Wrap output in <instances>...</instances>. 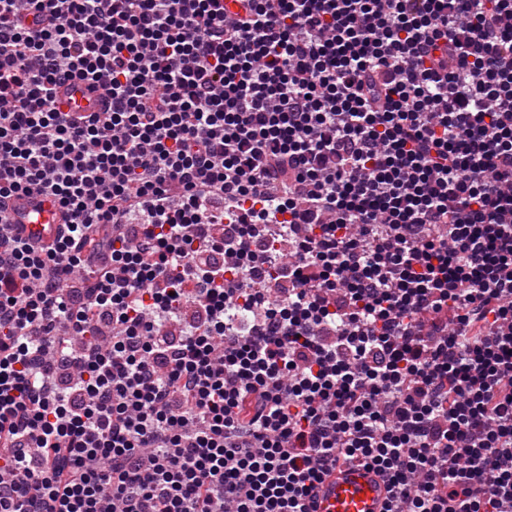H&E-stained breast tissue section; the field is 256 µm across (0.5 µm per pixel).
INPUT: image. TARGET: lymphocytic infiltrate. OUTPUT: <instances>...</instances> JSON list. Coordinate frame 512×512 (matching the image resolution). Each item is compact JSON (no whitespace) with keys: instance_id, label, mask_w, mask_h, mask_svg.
I'll return each instance as SVG.
<instances>
[{"instance_id":"1","label":"lymphocytic infiltrate","mask_w":512,"mask_h":512,"mask_svg":"<svg viewBox=\"0 0 512 512\" xmlns=\"http://www.w3.org/2000/svg\"><path fill=\"white\" fill-rule=\"evenodd\" d=\"M224 2L0 0V512H512V0ZM88 83L69 80L58 92L57 104L62 112H105L108 101L102 91H90ZM8 209L13 224H21L22 234L35 240L48 241L63 224V212L50 198L37 194L11 198ZM390 493L382 477L368 466H342L317 490L315 512H384Z\"/></svg>"}]
</instances>
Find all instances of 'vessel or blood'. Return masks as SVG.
Listing matches in <instances>:
<instances>
[{
  "mask_svg": "<svg viewBox=\"0 0 512 512\" xmlns=\"http://www.w3.org/2000/svg\"><path fill=\"white\" fill-rule=\"evenodd\" d=\"M57 104L63 112H102L108 101L102 92L88 90L73 79L62 85ZM8 209L24 236L49 240L55 236L63 213L51 199L36 194L11 198ZM389 492L382 477L364 465L342 466L326 477L317 490L315 512H384Z\"/></svg>",
  "mask_w": 512,
  "mask_h": 512,
  "instance_id": "1",
  "label": "vessel or blood"
}]
</instances>
